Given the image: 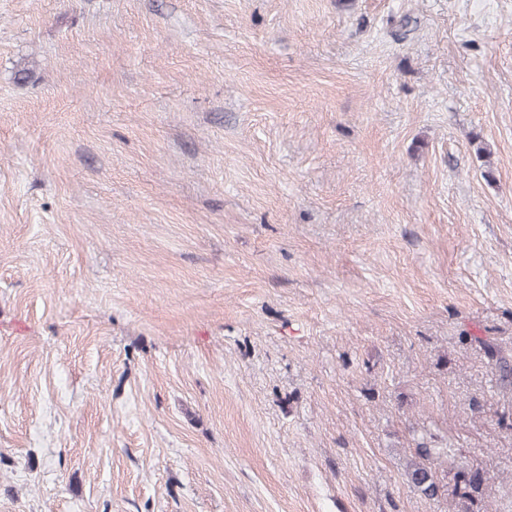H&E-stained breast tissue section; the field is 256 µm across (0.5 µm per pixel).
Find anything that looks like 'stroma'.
I'll list each match as a JSON object with an SVG mask.
<instances>
[{"label": "stroma", "instance_id": "obj_1", "mask_svg": "<svg viewBox=\"0 0 512 512\" xmlns=\"http://www.w3.org/2000/svg\"><path fill=\"white\" fill-rule=\"evenodd\" d=\"M502 360L512 0H0V512H512ZM443 453L440 448H431L424 441L417 442L416 455L419 461H414L407 469L408 482L427 498L435 497L439 491L436 471L427 462L439 458Z\"/></svg>", "mask_w": 512, "mask_h": 512}]
</instances>
